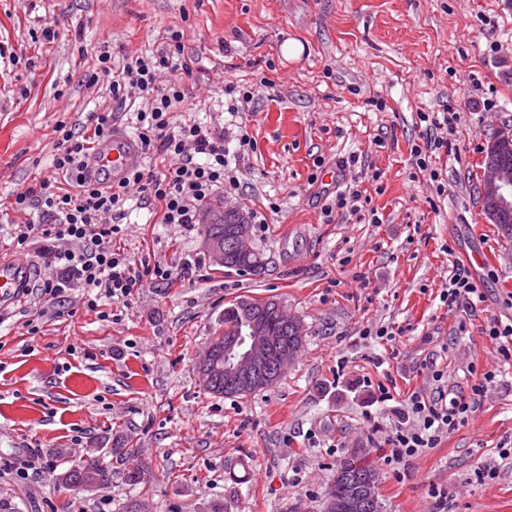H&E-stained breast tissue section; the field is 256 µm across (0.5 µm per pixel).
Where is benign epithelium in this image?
I'll use <instances>...</instances> for the list:
<instances>
[{"instance_id":"1","label":"benign epithelium","mask_w":512,"mask_h":512,"mask_svg":"<svg viewBox=\"0 0 512 512\" xmlns=\"http://www.w3.org/2000/svg\"><path fill=\"white\" fill-rule=\"evenodd\" d=\"M512 150V132L506 131L494 138L487 147L491 161L486 164L481 180V201L485 211L495 216L512 209V172L498 162V157ZM205 248L212 262L224 265L225 249L245 254L252 250L246 215L239 206L224 202V244L219 245L210 237L204 239ZM294 359V353L277 344L265 318L257 316L249 324L247 332L224 343L220 350L207 347L198 360V367L207 372H224V381L241 385L246 381L261 382L267 378L269 362H274L277 373L284 372ZM380 474L371 471L363 480L360 491L347 503L348 512H360L364 500L376 497Z\"/></svg>"}]
</instances>
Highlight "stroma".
<instances>
[{
    "label": "stroma",
    "instance_id": "obj_1",
    "mask_svg": "<svg viewBox=\"0 0 512 512\" xmlns=\"http://www.w3.org/2000/svg\"><path fill=\"white\" fill-rule=\"evenodd\" d=\"M174 30L199 62L185 81L193 108L177 121L220 124L229 137L243 122L256 140L236 161L231 200L267 269L217 266L203 225L163 224L135 204L119 245L171 269L170 281L95 312L77 291L61 315L33 293L0 304V512H123L132 501L141 512H322L337 464L355 454L374 462L385 512H512V458L499 455L512 448V363L485 334L488 319L512 323V240L479 203L483 149L512 128V0H0V255L30 281L46 269L10 235L24 219L15 195L50 175L58 121L108 104L105 87L84 81L91 48L145 55ZM229 85L259 89L252 112L223 111ZM447 110L461 121L451 152L432 155L440 195L410 150L421 114ZM350 185L379 223L333 213ZM458 265L484 296L471 315L440 300ZM243 297L280 302L304 344L272 386L218 398L196 364ZM381 327L392 340L375 338ZM432 364L476 410L393 469L384 441L406 421L408 395L431 390ZM127 436L150 486L121 466L94 489L58 484ZM489 463L498 476L480 482Z\"/></svg>",
    "mask_w": 512,
    "mask_h": 512
}]
</instances>
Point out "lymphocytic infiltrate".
<instances>
[{
	"instance_id": "1",
	"label": "lymphocytic infiltrate",
	"mask_w": 512,
	"mask_h": 512,
	"mask_svg": "<svg viewBox=\"0 0 512 512\" xmlns=\"http://www.w3.org/2000/svg\"><path fill=\"white\" fill-rule=\"evenodd\" d=\"M183 39V31H172L163 49L149 56L124 55L118 67L112 64L109 44L97 47V64L86 81L106 84L110 105L89 112L81 128L59 122L52 176L15 196L16 210L37 208L44 216L40 224L15 225L13 235L17 245L36 246L47 274L34 290L57 306H64L70 292L80 291L92 311L101 299L124 302L145 282L171 279V269L133 262L113 245L132 197L156 205L161 223L189 225L196 223L204 202L238 188L223 130L173 121L185 108L188 94L182 80L192 76L195 64ZM168 70L182 72V79L158 86L159 75ZM128 111L135 114L137 142L146 162L117 186H101L87 176L84 158L95 142L111 137L118 113ZM421 120L430 132L412 147L411 155L419 173L436 182L440 172L430 155L447 145L438 132H455L461 116L452 111L439 119L425 114ZM431 377L436 384L432 396L416 391L406 401L415 423L390 439L384 456L388 464L401 465L435 447L475 410L474 401L449 396L443 372L433 371Z\"/></svg>"
}]
</instances>
